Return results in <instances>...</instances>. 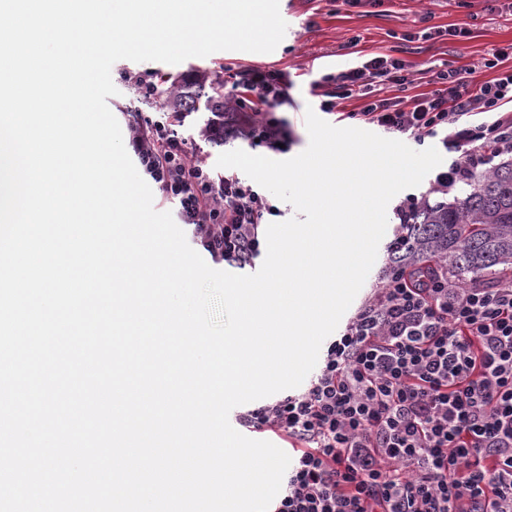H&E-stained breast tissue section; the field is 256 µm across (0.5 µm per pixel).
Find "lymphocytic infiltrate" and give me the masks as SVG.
Segmentation results:
<instances>
[{"mask_svg":"<svg viewBox=\"0 0 512 512\" xmlns=\"http://www.w3.org/2000/svg\"><path fill=\"white\" fill-rule=\"evenodd\" d=\"M487 60L436 73L410 95L409 63L377 55L317 79L332 87L321 111L355 98L353 120L417 143L439 139L454 159L433 190L451 192L512 155V68ZM381 86L397 88L380 98ZM221 122L208 136L278 151L290 131L280 69H239ZM130 145L163 199L214 261L252 266L266 219L279 210L237 173L190 159L179 112L126 113ZM240 426L291 441L289 468L272 512H512V278L458 284L427 272L390 277L332 340L307 390L237 414Z\"/></svg>","mask_w":512,"mask_h":512,"instance_id":"lymphocytic-infiltrate-1","label":"lymphocytic infiltrate"}]
</instances>
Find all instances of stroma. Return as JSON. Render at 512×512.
<instances>
[{
  "mask_svg": "<svg viewBox=\"0 0 512 512\" xmlns=\"http://www.w3.org/2000/svg\"><path fill=\"white\" fill-rule=\"evenodd\" d=\"M292 29L269 54L222 50L171 65L162 62L120 60L113 64L111 78L118 90L107 100L113 115L124 112H154L158 102L138 98L123 80L128 71L150 70L171 81L214 82L220 65L278 68L287 71L292 85L290 103L281 107L293 131L285 158L304 151L309 143L305 125L307 107H319L322 89L313 85L319 73L335 72L366 58L390 54L408 61L417 78L415 90L431 88L430 78L440 69L454 66L472 68L479 79L494 77L484 68L498 48L512 44V11L491 9L488 0H467L458 7L455 0H385L378 8L343 5L341 0H294ZM468 22L471 36L464 41L426 39L425 28Z\"/></svg>",
  "mask_w": 512,
  "mask_h": 512,
  "instance_id": "obj_1",
  "label": "stroma"
}]
</instances>
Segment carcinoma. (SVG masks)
<instances>
[{"mask_svg":"<svg viewBox=\"0 0 512 512\" xmlns=\"http://www.w3.org/2000/svg\"><path fill=\"white\" fill-rule=\"evenodd\" d=\"M203 82L173 101L178 112L224 111V95ZM512 267V160L474 177L451 201L421 202L387 249L385 276L437 270L465 280Z\"/></svg>","mask_w":512,"mask_h":512,"instance_id":"1","label":"carcinoma"}]
</instances>
